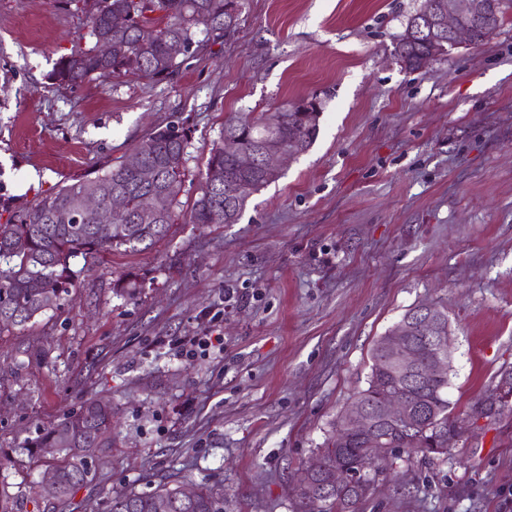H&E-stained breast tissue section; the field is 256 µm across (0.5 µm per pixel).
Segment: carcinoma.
<instances>
[{
    "label": "carcinoma",
    "mask_w": 512,
    "mask_h": 512,
    "mask_svg": "<svg viewBox=\"0 0 512 512\" xmlns=\"http://www.w3.org/2000/svg\"><path fill=\"white\" fill-rule=\"evenodd\" d=\"M240 8L241 0H93L84 22L89 44L60 57L51 79L71 88L91 80L108 82L119 77L170 81L224 37V27L238 19ZM113 13L126 15V33H111L109 15ZM202 14L210 17L211 28L198 25ZM105 37L111 42V52L102 57L97 45ZM177 40L193 49L173 55L170 46ZM428 52V47L410 43L404 35L395 46L398 59L409 71L420 69ZM301 105L299 101L274 112L234 115L224 121V135L238 140L242 150L257 156L262 155L269 141L302 151L316 136L319 113L301 112ZM187 148L185 129L175 125L158 128L134 148L143 165L155 170L153 181H142L137 169L120 161L93 177L61 186L19 214L15 222L0 224V330L24 326L54 309L74 286V259L139 251L165 237L169 226L179 220L185 224H235L248 198L279 179V175H268L259 166L248 172L236 170L233 162L224 158L223 143L218 142L200 172V194L183 213L178 196ZM93 188L101 189L104 200L114 192L123 197L125 217L117 220L116 226H103L95 215L81 210L83 196ZM159 190L164 198L161 223L136 220L144 198ZM407 336L418 354L417 385L406 389L399 384L389 358L380 351L379 339L372 349L368 386L355 400L375 406L383 396L404 390L412 412L426 409L425 420L412 431L400 430L397 421L382 420L369 433L352 437L341 435L337 426H332L317 449L309 485L296 490L301 512H360L372 494L375 473L382 470L373 456L372 435L383 437L382 447L391 449L397 457L412 452L428 461L448 460L459 438L448 430V374L430 372L432 359L440 351L448 352V348L440 349L414 331ZM500 407L491 389L475 398L465 415L484 413L492 418ZM110 447L112 402L91 398L79 412L63 417L36 438L15 448H0V486L5 485V472L14 467L32 475L28 488L33 500L47 495L65 501L87 480L89 461ZM323 484L332 485L326 496L316 492ZM105 512H224V502L205 486L194 488L192 496L187 497L182 486L163 484L148 494L115 495L107 502Z\"/></svg>",
    "instance_id": "1"
}]
</instances>
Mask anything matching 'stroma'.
Masks as SVG:
<instances>
[{
    "mask_svg": "<svg viewBox=\"0 0 512 512\" xmlns=\"http://www.w3.org/2000/svg\"><path fill=\"white\" fill-rule=\"evenodd\" d=\"M420 3L244 0L235 32L173 80L71 89L49 75L83 45L85 0H0V224L169 124L189 136L190 207L230 114L322 103L316 138L237 223L76 260L57 308L0 333V448L89 397L114 409L70 500L32 502L14 473L12 512H102L173 476L224 512H297L298 475L366 388L374 343L420 303L448 314L453 414L512 370V11L410 72L394 47ZM212 331L222 348H187ZM362 512H512V411L447 461L386 463Z\"/></svg>",
    "mask_w": 512,
    "mask_h": 512,
    "instance_id": "obj_1",
    "label": "stroma"
}]
</instances>
